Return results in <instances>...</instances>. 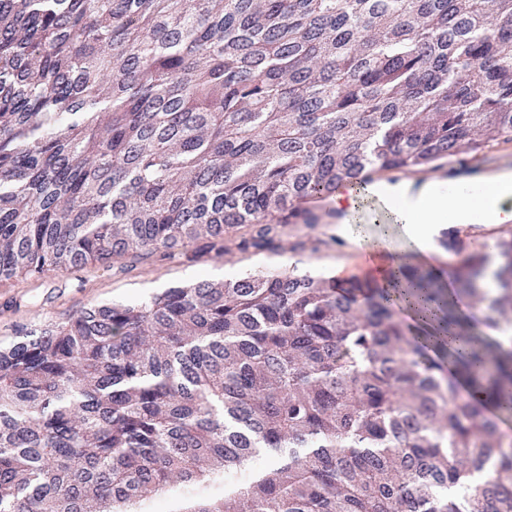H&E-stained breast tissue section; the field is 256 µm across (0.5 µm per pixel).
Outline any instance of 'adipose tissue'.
Here are the masks:
<instances>
[{"label": "adipose tissue", "instance_id": "ef3b65f1", "mask_svg": "<svg viewBox=\"0 0 512 512\" xmlns=\"http://www.w3.org/2000/svg\"><path fill=\"white\" fill-rule=\"evenodd\" d=\"M482 181L490 185L491 191L476 203L468 196L444 192L441 182L434 180L418 186L398 182L378 187L371 183L337 193L333 203L346 214L344 239L359 256L357 275L364 282L385 287L400 267L429 262L434 227L443 223L445 216H453L459 224H500L512 220V172L486 175ZM374 195L380 199L373 219L377 234L368 236L353 231L354 215ZM394 224L404 227V249L393 248L389 243L387 231Z\"/></svg>", "mask_w": 512, "mask_h": 512}]
</instances>
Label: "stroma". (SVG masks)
<instances>
[{"label":"stroma","instance_id":"obj_1","mask_svg":"<svg viewBox=\"0 0 512 512\" xmlns=\"http://www.w3.org/2000/svg\"><path fill=\"white\" fill-rule=\"evenodd\" d=\"M279 258H240L229 254L204 265L153 255L130 263L118 258L110 266H86L51 272L39 278L21 277L0 282V345L35 326L60 324L81 310L103 303H128L199 277L224 281L227 271L262 269L279 265Z\"/></svg>","mask_w":512,"mask_h":512}]
</instances>
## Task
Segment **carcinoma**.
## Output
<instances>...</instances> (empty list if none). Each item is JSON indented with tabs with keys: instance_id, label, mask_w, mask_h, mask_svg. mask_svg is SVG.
<instances>
[{
	"instance_id": "1",
	"label": "carcinoma",
	"mask_w": 512,
	"mask_h": 512,
	"mask_svg": "<svg viewBox=\"0 0 512 512\" xmlns=\"http://www.w3.org/2000/svg\"><path fill=\"white\" fill-rule=\"evenodd\" d=\"M512 140V0H0V282L316 253L346 185ZM456 295L500 327L512 236ZM447 269H297L103 304L0 349V512H512V350ZM484 394L468 398L447 363ZM253 469L241 483L224 476ZM224 486L223 493L202 490Z\"/></svg>"
}]
</instances>
